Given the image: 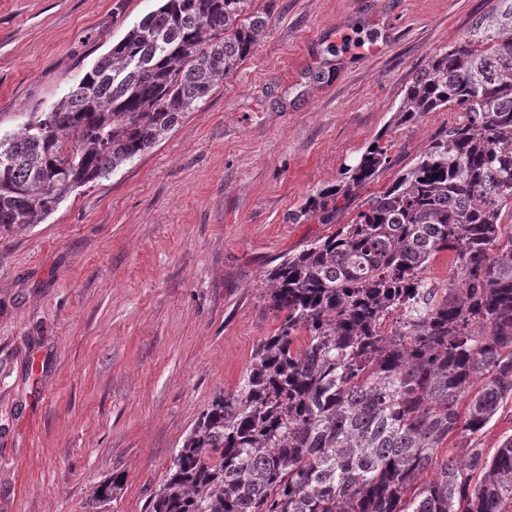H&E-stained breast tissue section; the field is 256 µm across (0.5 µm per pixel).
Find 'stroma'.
Segmentation results:
<instances>
[{"mask_svg": "<svg viewBox=\"0 0 512 512\" xmlns=\"http://www.w3.org/2000/svg\"><path fill=\"white\" fill-rule=\"evenodd\" d=\"M160 0H0V134L48 112ZM250 56L133 163L0 233V512H147L181 442L282 317L265 276L351 222L456 112L390 118L493 0H255ZM336 224L291 223L377 136Z\"/></svg>", "mask_w": 512, "mask_h": 512, "instance_id": "stroma-1", "label": "stroma"}]
</instances>
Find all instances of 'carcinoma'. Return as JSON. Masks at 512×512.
Listing matches in <instances>:
<instances>
[{
    "instance_id": "1",
    "label": "carcinoma",
    "mask_w": 512,
    "mask_h": 512,
    "mask_svg": "<svg viewBox=\"0 0 512 512\" xmlns=\"http://www.w3.org/2000/svg\"><path fill=\"white\" fill-rule=\"evenodd\" d=\"M253 2L162 0L52 111L0 136V233L43 223L171 132L269 25ZM439 110L462 120L269 271L277 333L195 421L148 512H512V435L478 444L512 401V0L430 57L390 125ZM389 149L373 141L289 220L336 223ZM444 251L456 274L439 288L427 273ZM119 490L100 485L96 504Z\"/></svg>"
}]
</instances>
